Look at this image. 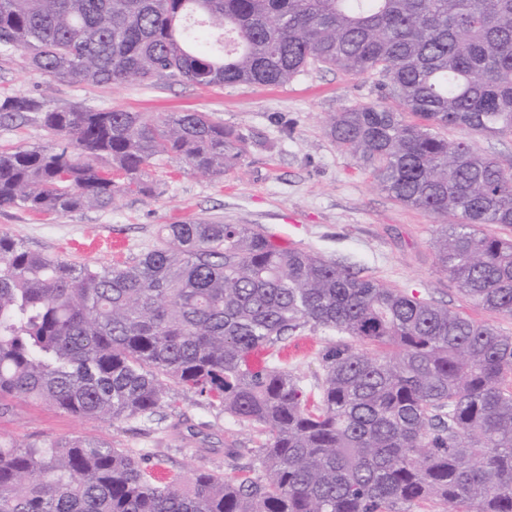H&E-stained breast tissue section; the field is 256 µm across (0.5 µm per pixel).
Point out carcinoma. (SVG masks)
<instances>
[{
    "label": "carcinoma",
    "instance_id": "cac0c4a2",
    "mask_svg": "<svg viewBox=\"0 0 512 512\" xmlns=\"http://www.w3.org/2000/svg\"><path fill=\"white\" fill-rule=\"evenodd\" d=\"M69 83L280 85L311 65L383 78L326 133L401 205L442 221L440 270L512 320V169L442 135L512 137V0H0V52ZM42 145L0 151V210L107 209L171 154L212 177L249 142L210 112L0 99ZM336 334L316 399L276 352ZM268 352L259 369L249 355ZM190 390L260 437L261 475L157 481L102 440L0 438V512H512V334L285 247L259 226L161 227L131 262L77 266L0 234V414L151 418Z\"/></svg>",
    "mask_w": 512,
    "mask_h": 512
}]
</instances>
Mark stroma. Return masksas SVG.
<instances>
[{"label":"stroma","mask_w":512,"mask_h":512,"mask_svg":"<svg viewBox=\"0 0 512 512\" xmlns=\"http://www.w3.org/2000/svg\"><path fill=\"white\" fill-rule=\"evenodd\" d=\"M381 82L376 75L312 67L282 86L72 84L30 72L20 53L0 55V99L32 95L50 109L210 112L250 142L242 165L224 177L202 176L165 158L147 176L150 193L122 196L109 209L67 215L0 211V233L70 263L104 266L153 245L165 224L189 218L257 224L281 245L340 262L512 334V320L470 307L438 269L432 248L436 220L388 197L373 174L327 136L328 114L377 100ZM330 340V334L308 331L286 340L282 363L306 388L320 384L319 353ZM0 437L21 443L105 440L142 452L145 466L158 477L200 465L237 477L253 463L258 446L250 428L230 422L220 404H207L190 391L153 422L81 419L45 405L20 404L0 415ZM228 442L235 444L237 457L225 455Z\"/></svg>","instance_id":"stroma-1"}]
</instances>
